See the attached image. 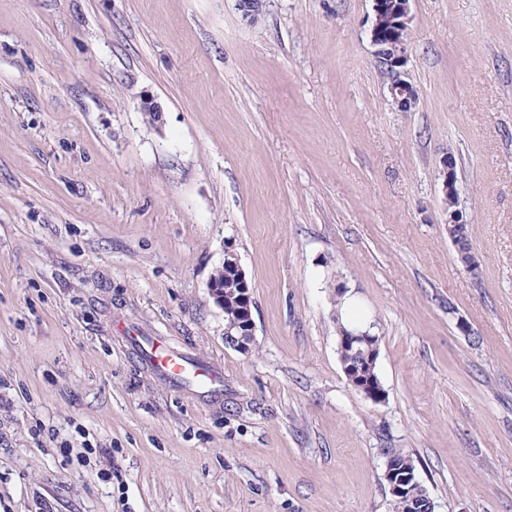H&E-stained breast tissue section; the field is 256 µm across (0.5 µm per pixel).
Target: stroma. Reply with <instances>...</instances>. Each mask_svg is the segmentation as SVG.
Wrapping results in <instances>:
<instances>
[{
  "instance_id": "35a3bbf8",
  "label": "stroma",
  "mask_w": 512,
  "mask_h": 512,
  "mask_svg": "<svg viewBox=\"0 0 512 512\" xmlns=\"http://www.w3.org/2000/svg\"><path fill=\"white\" fill-rule=\"evenodd\" d=\"M411 13L402 112L372 0H0V512H392L393 448L435 512H512V0ZM229 252L247 352L208 290ZM339 292L381 337L380 403L342 369ZM124 324L223 365V402ZM455 158L452 154L448 153L441 160L443 180L441 184V193L444 199L448 202L450 196L455 201L457 199V187L455 181ZM470 223L471 222L467 219L466 215L464 216L463 211L458 209L452 210L448 217V238L453 240L455 235L454 233H465L467 230V225ZM452 243L454 244L458 256L471 250V244L469 242L467 232L465 236H460ZM461 262L465 270L472 277L476 278V275L479 273L481 267V262L478 256L473 251H470L462 257ZM246 301H247V310H246V314L244 315V318H246L247 320L231 322L226 327H224L225 343L228 346H231L233 348H237L240 350H244V348L246 347L245 346L246 343H247V345H250V343L248 341H246V340L244 341L243 336H246V334L249 333L248 336H251L249 341H252L254 339L253 338L254 325H253L251 312L249 309L250 298H249L248 293L246 295ZM241 331H243V332H241ZM239 332H241V333L239 335H237V333H239ZM244 342H246V343H244ZM127 338L139 361L165 384L198 398L215 402L224 399V370L220 367L172 348L160 336H149L148 340L137 335Z\"/></svg>"
}]
</instances>
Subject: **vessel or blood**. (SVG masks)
Listing matches in <instances>:
<instances>
[{"label":"vessel or blood","instance_id":"b4317fda","mask_svg":"<svg viewBox=\"0 0 512 512\" xmlns=\"http://www.w3.org/2000/svg\"><path fill=\"white\" fill-rule=\"evenodd\" d=\"M129 343L146 369L165 384L210 401L222 400L224 372L220 367L172 348L159 336L144 340L136 335Z\"/></svg>","mask_w":512,"mask_h":512}]
</instances>
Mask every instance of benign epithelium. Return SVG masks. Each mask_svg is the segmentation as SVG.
<instances>
[{"label": "benign epithelium", "instance_id": "benign-epithelium-1", "mask_svg": "<svg viewBox=\"0 0 512 512\" xmlns=\"http://www.w3.org/2000/svg\"><path fill=\"white\" fill-rule=\"evenodd\" d=\"M411 0H395L390 4L386 0H373V22L369 30L370 41L377 48L378 58L396 68L395 79L388 84L392 101L403 111L415 107L418 93L409 79L407 65V31L411 21ZM443 180L441 193L443 197L457 198L455 181V158L447 154L441 160ZM470 220L464 213L454 209L448 217V238L454 239V234H463ZM254 335V325L251 312H246L244 319L231 322L224 327L225 343L233 348L244 349V336Z\"/></svg>", "mask_w": 512, "mask_h": 512}]
</instances>
